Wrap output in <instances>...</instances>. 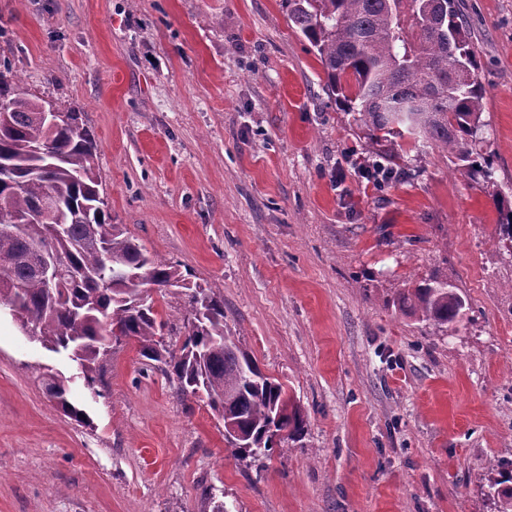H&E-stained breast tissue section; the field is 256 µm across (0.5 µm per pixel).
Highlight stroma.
<instances>
[{"label": "stroma", "instance_id": "35a3bbf8", "mask_svg": "<svg viewBox=\"0 0 512 512\" xmlns=\"http://www.w3.org/2000/svg\"><path fill=\"white\" fill-rule=\"evenodd\" d=\"M485 89L483 154L512 204V0H458ZM81 113L112 221L224 297V321L288 387L307 431L235 456L206 398L114 344L99 392L0 315V512H491L512 460V252L455 149L401 142L394 177L284 0H0V57ZM448 278L456 332L402 311ZM68 379L86 426L37 380ZM487 482L488 491L484 494L492 500L495 512H512V461L490 460Z\"/></svg>", "mask_w": 512, "mask_h": 512}]
</instances>
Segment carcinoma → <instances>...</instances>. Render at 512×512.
I'll list each match as a JSON object with an SVG mask.
<instances>
[{"label":"carcinoma","instance_id":"obj_1","mask_svg":"<svg viewBox=\"0 0 512 512\" xmlns=\"http://www.w3.org/2000/svg\"><path fill=\"white\" fill-rule=\"evenodd\" d=\"M288 17L316 50L325 89L355 112L377 140L405 135L456 148L469 173L494 184L490 160L477 150L484 88L454 0H286ZM11 62L0 59V309L33 340L78 363L95 389L119 334L138 344L146 365L174 376L183 398L204 393L237 434V453L269 457L300 438L306 420L284 384L264 374L224 325V297L191 284L111 222L99 186L97 143L82 113L67 112L53 130L35 112ZM501 240L512 243V208L491 194ZM52 201L59 221L37 213ZM63 260L51 284L39 268L44 246ZM185 289L181 330L168 329L147 289ZM400 308L438 332L462 322L467 304L446 278L431 277L398 295ZM184 337L171 348L168 337ZM46 397L79 424L86 414L58 373L43 374ZM486 497L495 512H512V461L491 460Z\"/></svg>","mask_w":512,"mask_h":512}]
</instances>
